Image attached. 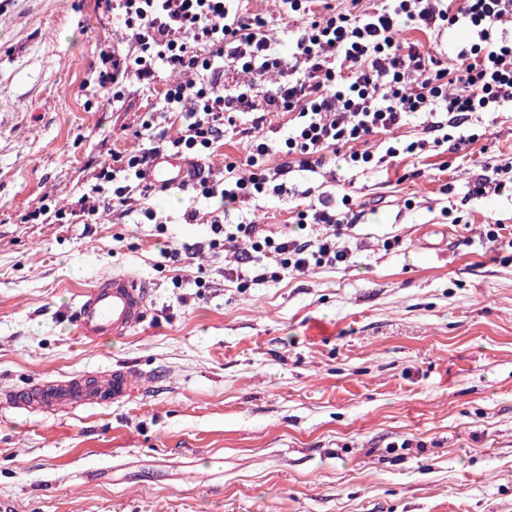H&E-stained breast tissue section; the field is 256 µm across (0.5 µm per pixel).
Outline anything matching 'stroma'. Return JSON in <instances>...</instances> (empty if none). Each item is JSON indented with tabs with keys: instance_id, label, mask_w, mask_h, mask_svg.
Returning a JSON list of instances; mask_svg holds the SVG:
<instances>
[{
	"instance_id": "stroma-1",
	"label": "stroma",
	"mask_w": 512,
	"mask_h": 512,
	"mask_svg": "<svg viewBox=\"0 0 512 512\" xmlns=\"http://www.w3.org/2000/svg\"><path fill=\"white\" fill-rule=\"evenodd\" d=\"M116 27L96 0H0V391L151 379L110 406H0V512H512V196L464 197L486 157H512V109L458 153L357 175L349 262L242 288L208 219L177 223L178 193L157 202L163 231L17 221L80 194L103 142L132 146L152 98L133 86L115 110L82 89ZM283 181L258 211L272 230L301 191H338ZM115 271L149 282L147 316L80 342L74 305Z\"/></svg>"
}]
</instances>
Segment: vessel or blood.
<instances>
[{
  "mask_svg": "<svg viewBox=\"0 0 512 512\" xmlns=\"http://www.w3.org/2000/svg\"><path fill=\"white\" fill-rule=\"evenodd\" d=\"M186 164L180 155L159 160L151 173L160 185L183 181ZM149 286L136 274L115 272L99 278L74 310V333L83 341L120 339L143 322ZM148 384L146 376L115 369L103 376H71L21 390L0 393V403L39 412H65L77 406L111 405L130 400Z\"/></svg>",
  "mask_w": 512,
  "mask_h": 512,
  "instance_id": "1",
  "label": "vessel or blood"
}]
</instances>
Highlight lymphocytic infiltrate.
<instances>
[{
	"label": "lymphocytic infiltrate",
	"mask_w": 512,
	"mask_h": 512,
	"mask_svg": "<svg viewBox=\"0 0 512 512\" xmlns=\"http://www.w3.org/2000/svg\"><path fill=\"white\" fill-rule=\"evenodd\" d=\"M97 6L121 27L119 44L100 51L98 91L119 107L136 84L157 104L132 131L137 147L111 150L86 192L52 210L25 212L21 223L48 214L57 224L77 217L93 224L104 206L124 215L136 209L145 223H158L154 202L170 188L155 184L151 169L179 153L192 163L178 186L191 202L180 220L191 224L198 202L257 200L292 166L320 175L331 164L368 170L403 153L461 150L476 140L467 131L474 116L512 106V0H375L370 7L363 0L342 6L277 0L284 22L278 37L242 0H97ZM457 27L471 40L456 47L449 65L413 37ZM272 112L290 116L277 147L261 133ZM245 114L252 134L246 156L225 157L214 167L213 157L239 135ZM412 117L424 138L398 141L396 130ZM375 136L377 151L367 145ZM275 150L291 166L269 167ZM354 219L351 194L320 195L290 216L298 234L263 229L244 214L232 224L216 215L210 246L238 264L260 255L304 274L347 260L340 241Z\"/></svg>",
	"instance_id": "f902f5d3"
}]
</instances>
